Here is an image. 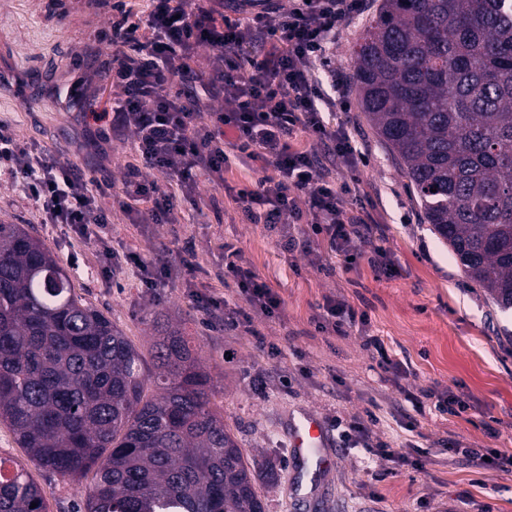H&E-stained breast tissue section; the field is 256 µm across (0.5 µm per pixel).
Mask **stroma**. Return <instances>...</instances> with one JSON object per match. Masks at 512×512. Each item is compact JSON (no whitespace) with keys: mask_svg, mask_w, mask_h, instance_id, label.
I'll return each instance as SVG.
<instances>
[{"mask_svg":"<svg viewBox=\"0 0 512 512\" xmlns=\"http://www.w3.org/2000/svg\"><path fill=\"white\" fill-rule=\"evenodd\" d=\"M0 0V75L12 82L0 93V119L21 142L63 153L73 163L82 155L75 141L82 128L75 114L56 100L32 97L29 83L80 82L76 54L97 46L98 33L112 17L110 0ZM348 111L331 121L346 124L366 163L358 170L336 167L337 182L352 184L355 197L373 199L372 219L380 243L394 264L392 274L375 271L368 257L350 268L321 270L316 254L283 252L279 236L250 223L224 190L200 181L204 216L193 223L182 204L175 223L142 224L137 215L112 211L105 229L113 251L145 260H168L171 249L193 241L198 268L173 271L164 285L142 286L132 272L106 282L102 245L81 240L67 227L44 223L31 202L0 172V224H23L72 275L88 304L102 311L141 352L153 340L152 318L189 336L210 372L215 402L248 457L270 461L256 489L266 512H458L468 500L472 512H512V471L478 468L449 453L448 440L488 454H512V314L501 312L483 288L471 281L448 249L430 231L408 177L362 112L357 91ZM238 250L281 297L283 311L255 319L253 333L228 331L198 308L195 296L210 292L234 298L218 275L224 248ZM347 301L367 312L366 330L338 336L318 331L326 298ZM382 337L398 368L384 370L380 357L363 345V334ZM453 394L466 404L457 416L417 412L424 392ZM311 410L335 431L373 411L379 418L372 440L389 443L396 456L386 461L363 449H336V467L318 495L296 501L287 423ZM0 458L19 464L40 487L48 512H73L93 484L73 481L39 466L0 424Z\"/></svg>","mask_w":512,"mask_h":512,"instance_id":"1","label":"stroma"}]
</instances>
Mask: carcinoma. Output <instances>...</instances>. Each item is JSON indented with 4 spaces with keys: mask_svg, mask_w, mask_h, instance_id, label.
Wrapping results in <instances>:
<instances>
[{
    "mask_svg": "<svg viewBox=\"0 0 512 512\" xmlns=\"http://www.w3.org/2000/svg\"><path fill=\"white\" fill-rule=\"evenodd\" d=\"M361 107L468 278L512 309V0H381L352 47ZM142 352L0 224V422L41 467L95 483L77 512H265L191 341ZM0 512H46L0 460Z\"/></svg>",
    "mask_w": 512,
    "mask_h": 512,
    "instance_id": "1",
    "label": "carcinoma"
}]
</instances>
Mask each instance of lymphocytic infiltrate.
<instances>
[{
  "instance_id": "1",
  "label": "lymphocytic infiltrate",
  "mask_w": 512,
  "mask_h": 512,
  "mask_svg": "<svg viewBox=\"0 0 512 512\" xmlns=\"http://www.w3.org/2000/svg\"><path fill=\"white\" fill-rule=\"evenodd\" d=\"M256 2L248 16L242 0H150L136 21L123 10L99 35L110 61L81 87H54L82 121L130 140L139 163L126 167L120 182L22 143L0 122V168L45 223L90 239L110 222L98 199L111 194L122 212L170 224L178 200L193 198L199 176L225 186L227 169L250 162L261 178L226 192L247 220L278 232L283 251L308 253L319 244L327 255L354 259L368 245L372 265L390 271L367 206L347 210L350 186L330 177L331 167L358 168L364 155L344 126L323 116L347 107L351 85L350 75L330 72L326 47L367 0ZM224 276L238 302L204 293L200 307L233 325L280 310V296L238 251L225 250Z\"/></svg>"
}]
</instances>
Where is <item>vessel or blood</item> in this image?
<instances>
[{
	"mask_svg": "<svg viewBox=\"0 0 512 512\" xmlns=\"http://www.w3.org/2000/svg\"><path fill=\"white\" fill-rule=\"evenodd\" d=\"M289 446L293 461L302 463L304 471L293 483L295 494H303L306 484L321 481L333 464V451L326 426L315 412L304 410L288 421Z\"/></svg>",
	"mask_w": 512,
	"mask_h": 512,
	"instance_id": "obj_1",
	"label": "vessel or blood"
}]
</instances>
